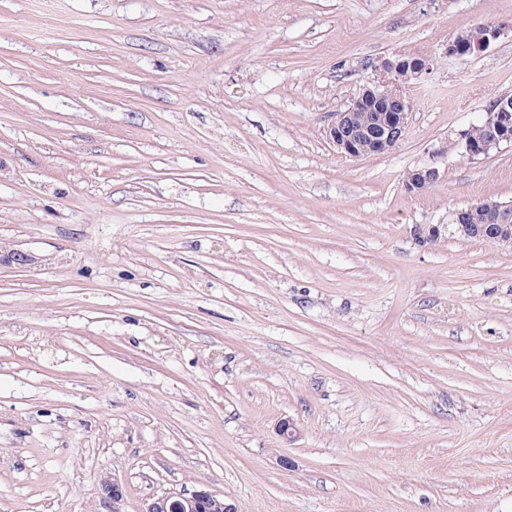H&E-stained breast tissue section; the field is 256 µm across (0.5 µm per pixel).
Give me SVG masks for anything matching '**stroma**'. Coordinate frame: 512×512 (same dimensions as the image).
<instances>
[{
  "mask_svg": "<svg viewBox=\"0 0 512 512\" xmlns=\"http://www.w3.org/2000/svg\"><path fill=\"white\" fill-rule=\"evenodd\" d=\"M512 0H0V512H512ZM435 57L390 152L325 130ZM435 167L426 191L409 170ZM288 420L297 434L284 438ZM125 487L120 505L103 475ZM505 28V24L478 26L468 35L455 37L446 45L444 53L445 55H468L480 52L489 47L492 41L498 39ZM483 126L477 123L462 129L453 140L452 148L468 159L475 160L487 157L491 152L498 150L503 145H512V96L504 95L497 98L485 112L482 118ZM471 129V131H470ZM440 180V172L435 167H422L408 172L404 181L409 192H422ZM451 224H417L412 229L414 240L418 244L437 241L442 232L461 238H479L490 240L502 247L512 249V204L496 200H486L465 208L454 210ZM453 225L454 230L449 231ZM144 512H234V508L225 504L223 495L196 489L157 496L147 504Z\"/></svg>",
  "mask_w": 512,
  "mask_h": 512,
  "instance_id": "obj_1",
  "label": "stroma"
}]
</instances>
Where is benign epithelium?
I'll use <instances>...</instances> for the list:
<instances>
[{"instance_id": "7a95c632", "label": "benign epithelium", "mask_w": 512, "mask_h": 512, "mask_svg": "<svg viewBox=\"0 0 512 512\" xmlns=\"http://www.w3.org/2000/svg\"><path fill=\"white\" fill-rule=\"evenodd\" d=\"M506 26L481 25L468 35L455 37L445 47L444 54L468 55L480 52L498 39ZM435 59L418 55L412 59L403 54L381 57L374 65L375 77L351 100L348 108L336 113L328 126L327 135L338 154L358 159L379 156L391 151L404 137L411 113V102L405 88L433 70ZM373 112L368 125L356 122L359 112ZM487 135L482 141H473L468 128L457 133L452 147L471 160L487 157L503 145H512V96L497 98L482 118ZM440 180L435 167H422L408 172L404 181L409 192H422ZM454 230L449 235L461 238L489 240L512 249V204L486 200L451 213ZM445 225L417 224L413 227L414 240L419 244L437 241ZM101 490L112 500V512H120L123 486L109 476L101 479ZM145 512H234L225 504L224 496L207 489L192 492H169L157 496L147 504Z\"/></svg>"}]
</instances>
